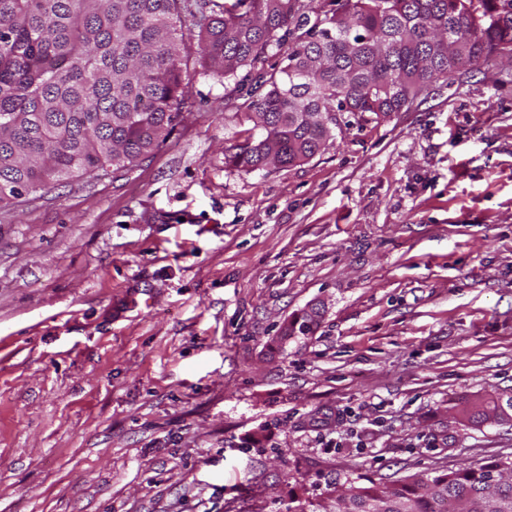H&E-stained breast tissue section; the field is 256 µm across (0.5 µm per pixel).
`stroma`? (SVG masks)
<instances>
[{
    "instance_id": "1",
    "label": "stroma",
    "mask_w": 512,
    "mask_h": 512,
    "mask_svg": "<svg viewBox=\"0 0 512 512\" xmlns=\"http://www.w3.org/2000/svg\"><path fill=\"white\" fill-rule=\"evenodd\" d=\"M186 79L143 160L0 212V512H288L512 458L469 420L512 391V64L255 172L195 42Z\"/></svg>"
}]
</instances>
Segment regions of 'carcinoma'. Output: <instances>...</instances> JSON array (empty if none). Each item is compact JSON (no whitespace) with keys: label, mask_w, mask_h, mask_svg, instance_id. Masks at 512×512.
Here are the masks:
<instances>
[{"label":"carcinoma","mask_w":512,"mask_h":512,"mask_svg":"<svg viewBox=\"0 0 512 512\" xmlns=\"http://www.w3.org/2000/svg\"><path fill=\"white\" fill-rule=\"evenodd\" d=\"M182 0H0V208L23 193L108 164L136 163L170 134L187 93L188 43L220 81L256 72L238 106L253 126L225 150L245 171L289 167L336 131L410 109L490 57L512 62V0H203L189 28ZM288 42L286 64L267 71ZM305 312L280 336L305 335ZM512 419L499 394L473 418ZM512 459L395 484L350 482L288 512H499L512 504Z\"/></svg>","instance_id":"obj_1"}]
</instances>
